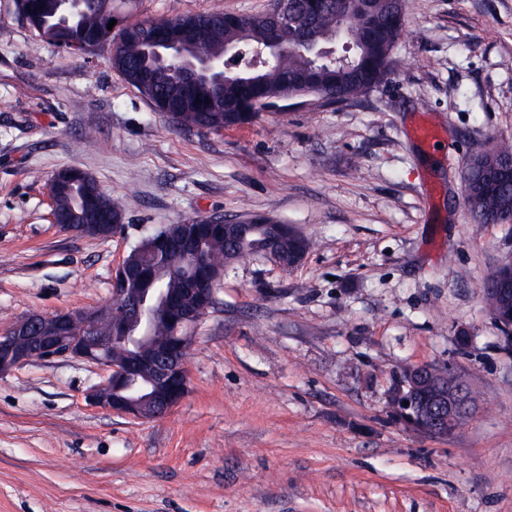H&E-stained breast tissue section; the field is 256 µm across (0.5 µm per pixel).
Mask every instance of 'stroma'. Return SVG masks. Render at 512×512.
Instances as JSON below:
<instances>
[{
	"label": "stroma",
	"mask_w": 512,
	"mask_h": 512,
	"mask_svg": "<svg viewBox=\"0 0 512 512\" xmlns=\"http://www.w3.org/2000/svg\"><path fill=\"white\" fill-rule=\"evenodd\" d=\"M112 3L137 20L269 0ZM392 59L354 102L180 131L108 49L63 57L0 0V330L107 304L113 267L168 224L262 214L313 242L290 270L227 268L163 417L91 407L104 372L86 361L1 375L0 512H512V352L479 289L512 224L473 223L463 182L473 142L512 140V0H405ZM420 111L441 148L414 137ZM67 166L122 202L124 234L60 230L49 181ZM449 363L475 416L445 439L397 422L392 375Z\"/></svg>",
	"instance_id": "1"
}]
</instances>
